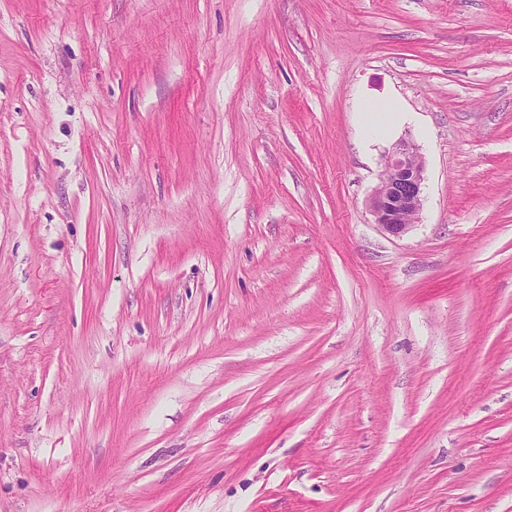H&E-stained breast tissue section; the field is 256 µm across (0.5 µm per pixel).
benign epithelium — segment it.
Masks as SVG:
<instances>
[{
    "label": "benign epithelium",
    "instance_id": "obj_1",
    "mask_svg": "<svg viewBox=\"0 0 512 512\" xmlns=\"http://www.w3.org/2000/svg\"><path fill=\"white\" fill-rule=\"evenodd\" d=\"M425 167L415 143L399 141L386 157L380 182L368 200L374 223L394 237L416 223L424 200Z\"/></svg>",
    "mask_w": 512,
    "mask_h": 512
}]
</instances>
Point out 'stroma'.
<instances>
[{"label":"stroma","instance_id":"1","mask_svg":"<svg viewBox=\"0 0 512 512\" xmlns=\"http://www.w3.org/2000/svg\"><path fill=\"white\" fill-rule=\"evenodd\" d=\"M0 512H512V0H0ZM425 167L415 143L400 140L386 157L380 182L368 200L374 222L394 237L416 223L424 200Z\"/></svg>","mask_w":512,"mask_h":512}]
</instances>
